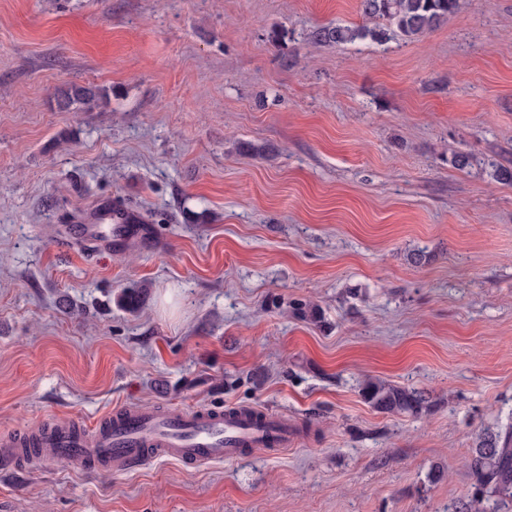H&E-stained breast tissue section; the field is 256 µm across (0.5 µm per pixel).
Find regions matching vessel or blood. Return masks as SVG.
<instances>
[{
    "mask_svg": "<svg viewBox=\"0 0 512 512\" xmlns=\"http://www.w3.org/2000/svg\"><path fill=\"white\" fill-rule=\"evenodd\" d=\"M150 234L148 226L131 223L129 214L108 204L90 213L75 230L79 241L111 249ZM42 432L41 446L49 460L100 473L128 471L151 458L191 465L230 461L249 448H262L269 442L277 446L288 443L287 426L271 413L254 418L207 408L185 414L117 409L100 424L91 443L79 426L67 421L43 426Z\"/></svg>",
    "mask_w": 512,
    "mask_h": 512,
    "instance_id": "1",
    "label": "vessel or blood"
}]
</instances>
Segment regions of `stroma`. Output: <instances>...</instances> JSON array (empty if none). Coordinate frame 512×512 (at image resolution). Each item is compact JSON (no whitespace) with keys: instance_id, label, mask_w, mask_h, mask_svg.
Segmentation results:
<instances>
[{"instance_id":"obj_1","label":"stroma","mask_w":512,"mask_h":512,"mask_svg":"<svg viewBox=\"0 0 512 512\" xmlns=\"http://www.w3.org/2000/svg\"><path fill=\"white\" fill-rule=\"evenodd\" d=\"M358 5L0 0V433L60 418L91 437L133 404L267 408L291 434L196 468L23 462L0 471V512L471 498L478 435L512 424V183L492 176L512 169V0H458L414 42L311 40ZM107 201L153 241L59 247ZM134 283L149 294L129 312L115 297ZM368 378L434 408L377 412Z\"/></svg>"}]
</instances>
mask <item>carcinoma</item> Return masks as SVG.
<instances>
[{
    "instance_id": "cac0c4a2",
    "label": "carcinoma",
    "mask_w": 512,
    "mask_h": 512,
    "mask_svg": "<svg viewBox=\"0 0 512 512\" xmlns=\"http://www.w3.org/2000/svg\"><path fill=\"white\" fill-rule=\"evenodd\" d=\"M457 8V0H359L362 22L327 24L316 28L311 39L322 44L391 41L414 42L437 28ZM147 297V287L132 285L117 294V306L136 311ZM361 395L373 409L384 414L418 415L432 407L425 394L415 388L369 380ZM475 478L472 508L491 496L512 498V430L486 432L476 442L470 459Z\"/></svg>"
}]
</instances>
